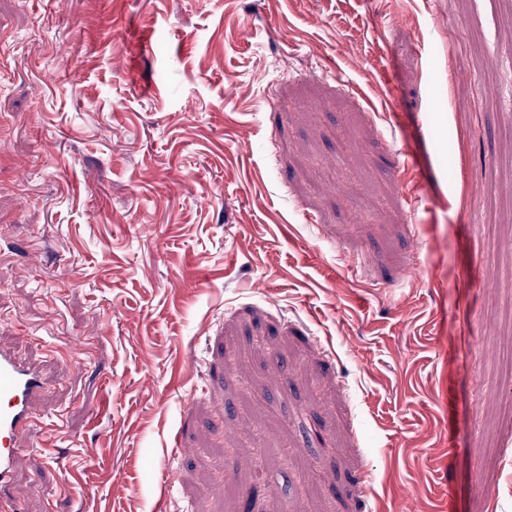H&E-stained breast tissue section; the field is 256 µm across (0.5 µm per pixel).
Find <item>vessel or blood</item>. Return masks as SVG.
I'll list each match as a JSON object with an SVG mask.
<instances>
[{"instance_id": "obj_1", "label": "vessel or blood", "mask_w": 512, "mask_h": 512, "mask_svg": "<svg viewBox=\"0 0 512 512\" xmlns=\"http://www.w3.org/2000/svg\"><path fill=\"white\" fill-rule=\"evenodd\" d=\"M48 386L37 366L0 349V512H14L7 494L17 459L26 450L22 439L37 421L35 402Z\"/></svg>"}]
</instances>
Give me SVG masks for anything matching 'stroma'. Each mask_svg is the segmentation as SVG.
Masks as SVG:
<instances>
[{
    "label": "stroma",
    "instance_id": "1",
    "mask_svg": "<svg viewBox=\"0 0 512 512\" xmlns=\"http://www.w3.org/2000/svg\"><path fill=\"white\" fill-rule=\"evenodd\" d=\"M1 115L19 512H512V0H0Z\"/></svg>",
    "mask_w": 512,
    "mask_h": 512
}]
</instances>
